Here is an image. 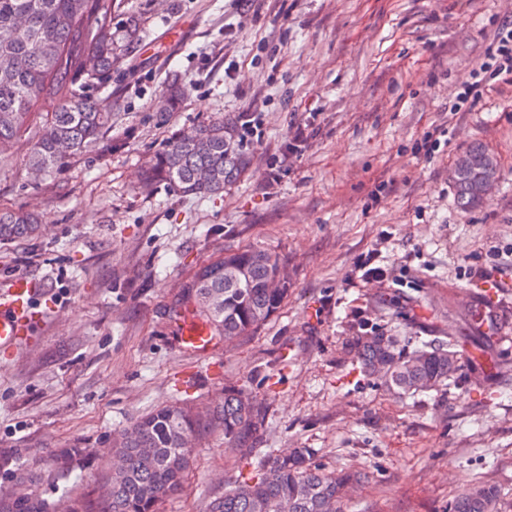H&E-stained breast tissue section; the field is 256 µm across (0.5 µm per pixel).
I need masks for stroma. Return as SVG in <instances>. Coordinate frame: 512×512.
Segmentation results:
<instances>
[{
  "mask_svg": "<svg viewBox=\"0 0 512 512\" xmlns=\"http://www.w3.org/2000/svg\"><path fill=\"white\" fill-rule=\"evenodd\" d=\"M129 4L144 24L128 65L88 89L112 113L100 144L36 177L28 131L0 162V209L41 224L0 244V285L36 280L50 314L0 350V495L34 489L61 506L73 495L93 510L106 450L133 421L172 403L206 410L234 386L266 407L259 443L242 455L201 431L183 491L159 512H204L261 456L296 448L325 470L365 473L344 512H448L480 481L512 512V85L448 110L512 0ZM174 79L188 95L160 114ZM220 117L253 121L237 182L202 198L143 187L174 133ZM475 144L499 178L464 210L450 173ZM249 247L285 265L282 307L207 355L183 351L171 312L183 285L224 249ZM367 257L378 275H362ZM375 335L409 351L454 341L456 373L392 396L352 348ZM71 449L77 466L58 471Z\"/></svg>",
  "mask_w": 512,
  "mask_h": 512,
  "instance_id": "1",
  "label": "stroma"
}]
</instances>
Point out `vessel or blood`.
<instances>
[{
    "label": "vessel or blood",
    "instance_id": "vessel-or-blood-1",
    "mask_svg": "<svg viewBox=\"0 0 512 512\" xmlns=\"http://www.w3.org/2000/svg\"><path fill=\"white\" fill-rule=\"evenodd\" d=\"M39 292L38 283L24 275L14 276L0 286V348L15 349L33 329L43 326L44 313L34 304ZM177 328L183 350L198 354L210 350L212 338L201 323L187 318Z\"/></svg>",
    "mask_w": 512,
    "mask_h": 512
}]
</instances>
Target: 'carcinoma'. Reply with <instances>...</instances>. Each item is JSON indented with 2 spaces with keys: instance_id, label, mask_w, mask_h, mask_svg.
Listing matches in <instances>:
<instances>
[{
  "instance_id": "cac0c4a2",
  "label": "carcinoma",
  "mask_w": 512,
  "mask_h": 512,
  "mask_svg": "<svg viewBox=\"0 0 512 512\" xmlns=\"http://www.w3.org/2000/svg\"><path fill=\"white\" fill-rule=\"evenodd\" d=\"M125 0H0V159L11 153L21 132L35 119L46 98L57 109L34 132L28 154L31 169L49 175L71 157L95 147L112 127V113L102 110L85 88L101 84L125 65L138 40L140 16L130 11L125 29L112 30L113 14ZM185 88L171 82L165 111L178 110ZM237 123L216 119L197 128L195 136L174 135L145 165L143 184L174 187L185 196L205 197L224 191L249 165L236 141ZM454 190L459 207L483 201L474 184L499 177L497 158L481 145L458 156ZM38 218L28 211L0 210V243L37 235ZM284 269L279 256L258 248L227 250L187 282L175 302L174 319L189 316L212 336L239 337L267 322L288 296V282L272 291L267 283ZM365 373H379L386 389L398 396L439 389L457 370L451 342H430L413 351L398 350L387 336H360L354 342ZM260 403L240 389L224 388V399L210 413L224 430V447L242 453L254 448L265 429ZM199 420L177 403L139 418L112 448L121 461L106 475L109 493L103 512H158L159 505L181 489L190 467L188 442ZM257 481L224 491L208 512H342L352 472L335 474L311 463L310 451L298 448L287 457L269 455L258 463ZM0 512H55L35 493L0 496ZM449 512H502L496 485L481 482L467 496L451 502Z\"/></svg>"
}]
</instances>
